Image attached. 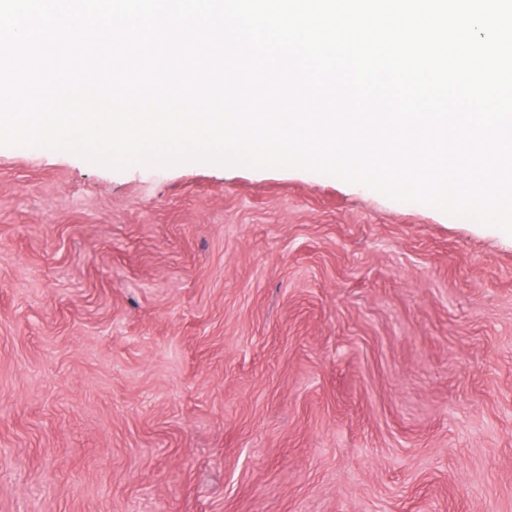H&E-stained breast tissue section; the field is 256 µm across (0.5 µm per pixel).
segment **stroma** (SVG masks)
Here are the masks:
<instances>
[{
	"mask_svg": "<svg viewBox=\"0 0 512 512\" xmlns=\"http://www.w3.org/2000/svg\"><path fill=\"white\" fill-rule=\"evenodd\" d=\"M0 512H512V234L0 146Z\"/></svg>",
	"mask_w": 512,
	"mask_h": 512,
	"instance_id": "stroma-1",
	"label": "stroma"
}]
</instances>
